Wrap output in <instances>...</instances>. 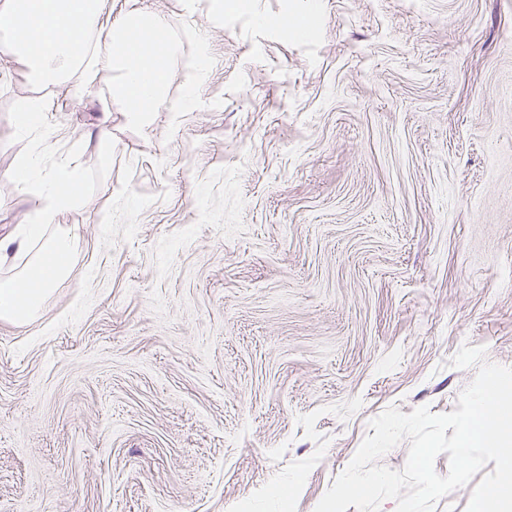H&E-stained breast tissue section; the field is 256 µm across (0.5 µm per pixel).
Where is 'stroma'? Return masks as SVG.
I'll return each instance as SVG.
<instances>
[{
    "label": "stroma",
    "instance_id": "obj_1",
    "mask_svg": "<svg viewBox=\"0 0 512 512\" xmlns=\"http://www.w3.org/2000/svg\"><path fill=\"white\" fill-rule=\"evenodd\" d=\"M258 5L313 31L101 0L100 31L157 14L214 57L202 107L140 133L109 71L36 88L0 57V238L32 149L84 171L48 228L70 274L0 320V512H315L385 409L455 410L462 346L512 367V0ZM44 112V105L42 101L38 99L27 102L19 117L17 123L21 130L28 131L30 129H36L41 123V116Z\"/></svg>",
    "mask_w": 512,
    "mask_h": 512
}]
</instances>
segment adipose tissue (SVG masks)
<instances>
[{
    "mask_svg": "<svg viewBox=\"0 0 512 512\" xmlns=\"http://www.w3.org/2000/svg\"><path fill=\"white\" fill-rule=\"evenodd\" d=\"M83 168L79 161L67 160L53 171L43 166L41 150L32 151L10 176L11 184L33 198L32 219L22 241L0 240V251L25 250L29 241L39 240L43 250L28 261L16 277L0 281V318L23 323L33 318L56 283L67 275L76 259L74 237L66 232L47 235L58 213L74 207L79 199L73 188L81 183Z\"/></svg>",
    "mask_w": 512,
    "mask_h": 512,
    "instance_id": "obj_1",
    "label": "adipose tissue"
}]
</instances>
